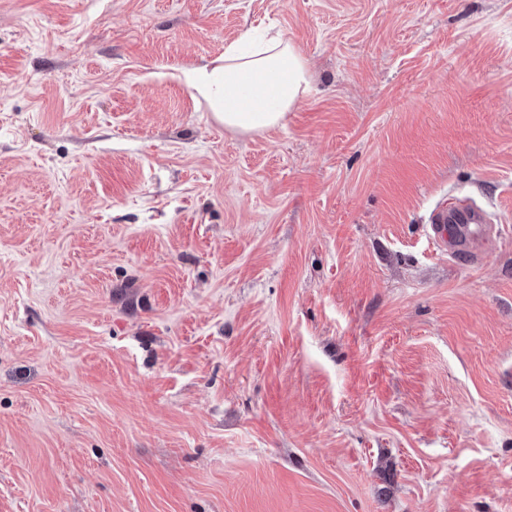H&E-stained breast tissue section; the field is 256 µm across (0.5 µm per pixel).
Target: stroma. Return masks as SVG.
Here are the masks:
<instances>
[{
  "label": "stroma",
  "instance_id": "obj_1",
  "mask_svg": "<svg viewBox=\"0 0 512 512\" xmlns=\"http://www.w3.org/2000/svg\"><path fill=\"white\" fill-rule=\"evenodd\" d=\"M0 512H512V0H0ZM188 87L224 128L258 132L278 126L309 87L302 53L280 32H248L224 47V55L184 72ZM485 222L483 212L474 206L450 212L443 208L434 213L430 238L437 248L448 251L449 256H466L471 260L493 232V225Z\"/></svg>",
  "mask_w": 512,
  "mask_h": 512
}]
</instances>
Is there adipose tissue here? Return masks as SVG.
<instances>
[{"instance_id":"obj_1","label":"adipose tissue","mask_w":512,"mask_h":512,"mask_svg":"<svg viewBox=\"0 0 512 512\" xmlns=\"http://www.w3.org/2000/svg\"><path fill=\"white\" fill-rule=\"evenodd\" d=\"M184 80L226 129L258 132L280 125L298 104L310 70L281 33L246 34L220 57L185 71Z\"/></svg>"}]
</instances>
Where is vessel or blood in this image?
I'll return each instance as SVG.
<instances>
[{
	"instance_id": "obj_1",
	"label": "vessel or blood",
	"mask_w": 512,
	"mask_h": 512,
	"mask_svg": "<svg viewBox=\"0 0 512 512\" xmlns=\"http://www.w3.org/2000/svg\"><path fill=\"white\" fill-rule=\"evenodd\" d=\"M431 241L449 256H474L493 231L483 212L473 206L435 212L431 224Z\"/></svg>"
}]
</instances>
